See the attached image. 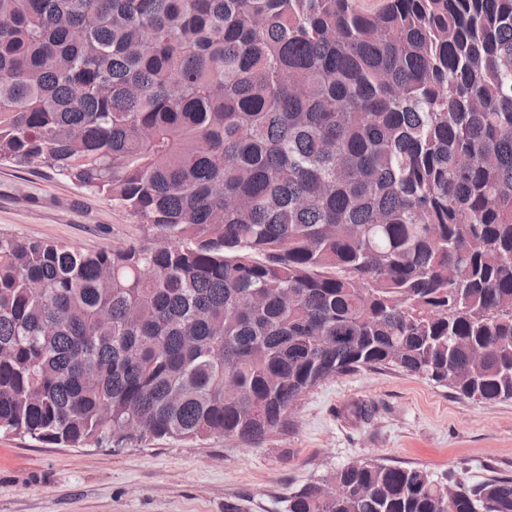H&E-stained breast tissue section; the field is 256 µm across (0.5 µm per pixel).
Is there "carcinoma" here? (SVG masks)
Returning a JSON list of instances; mask_svg holds the SVG:
<instances>
[{
  "mask_svg": "<svg viewBox=\"0 0 512 512\" xmlns=\"http://www.w3.org/2000/svg\"><path fill=\"white\" fill-rule=\"evenodd\" d=\"M2 161L157 243L0 234V434L260 445L378 366L512 401V0H0ZM285 512H512V474L357 459Z\"/></svg>",
  "mask_w": 512,
  "mask_h": 512,
  "instance_id": "cac0c4a2",
  "label": "carcinoma"
}]
</instances>
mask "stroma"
I'll return each instance as SVG.
<instances>
[{
    "label": "stroma",
    "instance_id": "35a3bbf8",
    "mask_svg": "<svg viewBox=\"0 0 512 512\" xmlns=\"http://www.w3.org/2000/svg\"><path fill=\"white\" fill-rule=\"evenodd\" d=\"M0 233L94 252L156 242L106 198L3 162ZM358 458L469 484L512 474V401L479 403L380 367L311 389L258 446L219 437L73 448L0 434V512H284L292 489Z\"/></svg>",
    "mask_w": 512,
    "mask_h": 512
}]
</instances>
